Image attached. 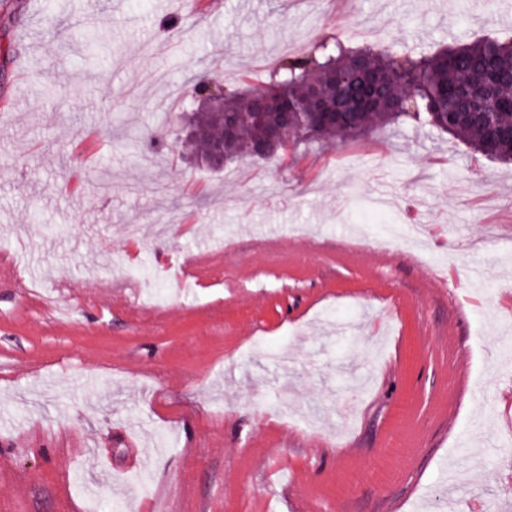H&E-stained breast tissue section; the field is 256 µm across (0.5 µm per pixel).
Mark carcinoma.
I'll return each mask as SVG.
<instances>
[{
    "label": "carcinoma",
    "mask_w": 512,
    "mask_h": 512,
    "mask_svg": "<svg viewBox=\"0 0 512 512\" xmlns=\"http://www.w3.org/2000/svg\"><path fill=\"white\" fill-rule=\"evenodd\" d=\"M193 80L185 108L188 141L207 158L218 131L213 110H224V157H254L278 127L282 144L344 142L386 126L416 124L465 143L473 154L512 163V37L483 38L430 55L391 45L352 47L338 38H311L286 56L260 88L245 84L201 110Z\"/></svg>",
    "instance_id": "carcinoma-1"
}]
</instances>
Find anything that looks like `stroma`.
Returning <instances> with one entry per match:
<instances>
[{
    "label": "stroma",
    "instance_id": "stroma-1",
    "mask_svg": "<svg viewBox=\"0 0 512 512\" xmlns=\"http://www.w3.org/2000/svg\"><path fill=\"white\" fill-rule=\"evenodd\" d=\"M343 16L419 51L512 29L464 0ZM339 33L326 0H0V512L512 503V440L459 442L512 403V166L409 126L218 169L142 143L200 72L258 86ZM415 220L426 247L349 242Z\"/></svg>",
    "mask_w": 512,
    "mask_h": 512
}]
</instances>
